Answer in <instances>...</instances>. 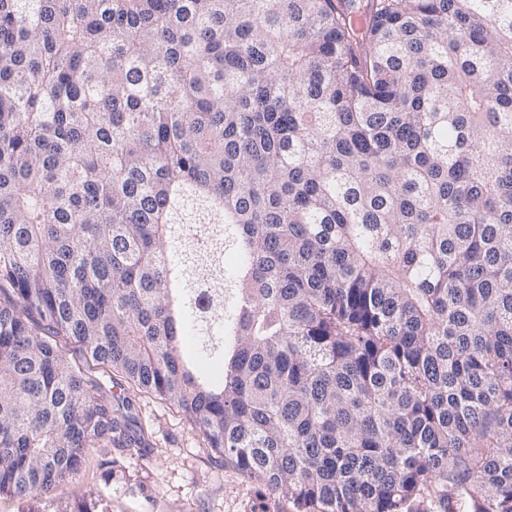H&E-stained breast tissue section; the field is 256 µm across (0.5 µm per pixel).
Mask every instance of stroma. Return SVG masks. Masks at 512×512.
<instances>
[{
	"label": "stroma",
	"instance_id": "obj_1",
	"mask_svg": "<svg viewBox=\"0 0 512 512\" xmlns=\"http://www.w3.org/2000/svg\"><path fill=\"white\" fill-rule=\"evenodd\" d=\"M136 415L151 448H92L73 476L30 504L0 495V512H63L87 486H97L104 512H296L292 502L225 468L182 413L150 394Z\"/></svg>",
	"mask_w": 512,
	"mask_h": 512
}]
</instances>
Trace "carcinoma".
Listing matches in <instances>:
<instances>
[{"instance_id":"cac0c4a2","label":"carcinoma","mask_w":512,"mask_h":512,"mask_svg":"<svg viewBox=\"0 0 512 512\" xmlns=\"http://www.w3.org/2000/svg\"><path fill=\"white\" fill-rule=\"evenodd\" d=\"M131 390L302 512H512V0H0V495Z\"/></svg>"}]
</instances>
